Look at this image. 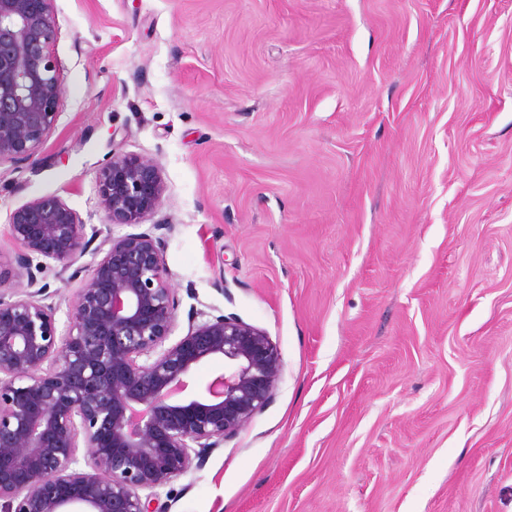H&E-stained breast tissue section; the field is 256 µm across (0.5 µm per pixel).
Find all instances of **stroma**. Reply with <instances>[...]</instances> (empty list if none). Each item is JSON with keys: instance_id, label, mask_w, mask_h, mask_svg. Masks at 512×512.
Listing matches in <instances>:
<instances>
[{"instance_id": "1", "label": "stroma", "mask_w": 512, "mask_h": 512, "mask_svg": "<svg viewBox=\"0 0 512 512\" xmlns=\"http://www.w3.org/2000/svg\"><path fill=\"white\" fill-rule=\"evenodd\" d=\"M64 94L13 210L99 237L95 173L152 159L175 336L266 332L283 371L168 512H512V0H53ZM81 277L47 274L66 330Z\"/></svg>"}]
</instances>
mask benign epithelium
<instances>
[{
    "mask_svg": "<svg viewBox=\"0 0 512 512\" xmlns=\"http://www.w3.org/2000/svg\"><path fill=\"white\" fill-rule=\"evenodd\" d=\"M53 0H0V165H32L59 118ZM111 224H142L164 190L157 164L112 153L97 171ZM27 287L88 252L86 224L57 196L10 214ZM154 224L110 236L87 268L69 325L29 291L0 296V512H165L158 489L203 464L263 411L283 364L266 333L224 314L171 339L178 300ZM222 361L205 387L196 368ZM88 449L85 467L77 451Z\"/></svg>",
    "mask_w": 512,
    "mask_h": 512,
    "instance_id": "7a95c632",
    "label": "benign epithelium"
}]
</instances>
